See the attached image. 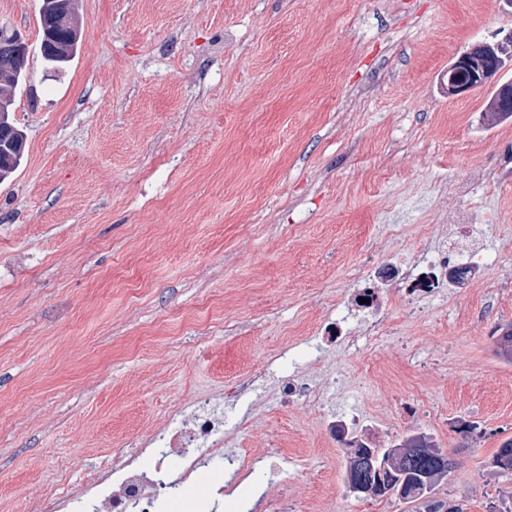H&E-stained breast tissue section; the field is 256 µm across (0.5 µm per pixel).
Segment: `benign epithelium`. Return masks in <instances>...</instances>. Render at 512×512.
<instances>
[{"label": "benign epithelium", "instance_id": "7a95c632", "mask_svg": "<svg viewBox=\"0 0 512 512\" xmlns=\"http://www.w3.org/2000/svg\"><path fill=\"white\" fill-rule=\"evenodd\" d=\"M512 68V31L500 41L477 42L464 50L442 73L440 84L448 96H462L492 86L497 111L512 110V80H502L505 70ZM380 449L366 447L353 458L358 478L349 479L350 492L372 496L374 489L393 482L395 474L411 468L424 454L436 458V473L428 478L425 499H434L437 484L453 466V458L436 448H389L384 459Z\"/></svg>", "mask_w": 512, "mask_h": 512}]
</instances>
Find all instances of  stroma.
<instances>
[{
  "label": "stroma",
  "instance_id": "1",
  "mask_svg": "<svg viewBox=\"0 0 512 512\" xmlns=\"http://www.w3.org/2000/svg\"><path fill=\"white\" fill-rule=\"evenodd\" d=\"M66 70L39 53L37 0H0L28 43L25 158L0 183V512H49L101 463L154 461L169 408L224 402L214 512H416L345 485L349 437L423 434L456 465L460 512H512V116L439 78L512 30L499 0H77ZM473 228L486 276L405 299L396 261ZM359 288L378 289L376 343ZM340 326L343 338L325 336ZM294 374L321 403L281 407ZM478 424L462 439L459 422ZM285 449L287 483L269 453Z\"/></svg>",
  "mask_w": 512,
  "mask_h": 512
}]
</instances>
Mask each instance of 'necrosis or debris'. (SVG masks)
I'll return each mask as SVG.
<instances>
[{
	"mask_svg": "<svg viewBox=\"0 0 512 512\" xmlns=\"http://www.w3.org/2000/svg\"><path fill=\"white\" fill-rule=\"evenodd\" d=\"M452 268L448 251L426 252L420 261L402 268L409 295L432 297ZM149 443L159 451L154 467L128 464L102 466L80 486L53 501L54 512H162L173 499L177 483L190 481L198 469L199 454L225 458L238 472L250 471L255 459L249 449L224 453V416L212 394L204 393L190 405L172 409L165 427Z\"/></svg>",
	"mask_w": 512,
	"mask_h": 512,
	"instance_id": "4bbe7bcc",
	"label": "necrosis or debris"
}]
</instances>
